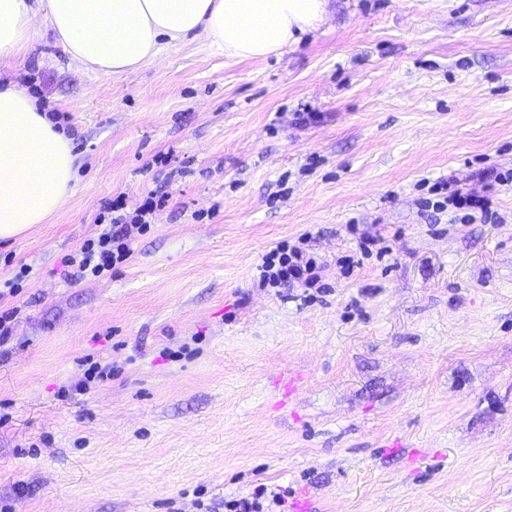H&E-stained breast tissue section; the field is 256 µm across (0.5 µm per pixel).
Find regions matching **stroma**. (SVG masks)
<instances>
[{
	"mask_svg": "<svg viewBox=\"0 0 512 512\" xmlns=\"http://www.w3.org/2000/svg\"><path fill=\"white\" fill-rule=\"evenodd\" d=\"M36 29L11 75L82 166L0 241V283L31 269L0 295V512H224L260 483L288 512H512V184L499 224L431 192L512 170V0H330L280 54L198 38L123 75ZM150 190L126 265L61 277L106 200ZM307 232L320 288L257 287ZM366 236L390 254L337 267Z\"/></svg>",
	"mask_w": 512,
	"mask_h": 512,
	"instance_id": "1",
	"label": "stroma"
}]
</instances>
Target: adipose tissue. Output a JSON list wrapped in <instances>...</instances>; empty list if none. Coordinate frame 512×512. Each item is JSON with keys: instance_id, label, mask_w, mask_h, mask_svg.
<instances>
[{"instance_id": "ef3b65f1", "label": "adipose tissue", "mask_w": 512, "mask_h": 512, "mask_svg": "<svg viewBox=\"0 0 512 512\" xmlns=\"http://www.w3.org/2000/svg\"><path fill=\"white\" fill-rule=\"evenodd\" d=\"M329 0H0V65L27 53L38 15L80 66L139 69L203 37L226 57L261 59L297 43ZM80 163L64 128L13 81L0 83V240L45 223L72 194Z\"/></svg>"}]
</instances>
